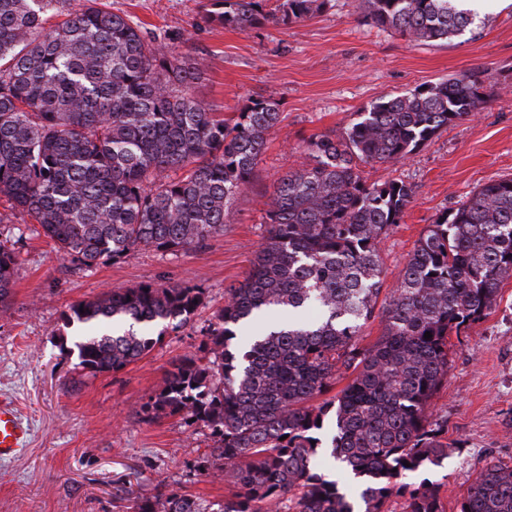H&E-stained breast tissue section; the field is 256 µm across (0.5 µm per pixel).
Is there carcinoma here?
<instances>
[{
	"mask_svg": "<svg viewBox=\"0 0 512 512\" xmlns=\"http://www.w3.org/2000/svg\"><path fill=\"white\" fill-rule=\"evenodd\" d=\"M365 2V23L412 40H447L472 24L465 0ZM325 4L210 0L205 18L246 32ZM203 68L105 0H0V224L29 217L78 270L141 250L177 255L224 234L281 112L249 97L220 117L192 92ZM486 97L474 73L391 96L340 136L311 135L302 166L277 180L264 242L244 280L225 289L204 355L173 363L139 411L146 422L179 416L210 430L201 467L223 461L220 512H387L394 498L402 512H445L437 483L403 476L448 458V425L432 401L450 337L484 320L512 277V179L427 225L384 295L378 244L414 189L369 183L360 165L405 159ZM17 265L15 243L0 240L1 305ZM206 306L198 285L145 283L75 302L64 318L82 325L79 366L97 375L142 359ZM308 307L317 318L294 319ZM378 316L384 331L365 345L363 328ZM327 450L355 494L316 468ZM132 509L203 512L166 485ZM459 512H512V466L483 467Z\"/></svg>",
	"mask_w": 512,
	"mask_h": 512,
	"instance_id": "obj_1",
	"label": "carcinoma"
}]
</instances>
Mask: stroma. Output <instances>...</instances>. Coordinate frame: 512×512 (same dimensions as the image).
I'll list each match as a JSON object with an SVG mask.
<instances>
[{
  "label": "stroma",
  "mask_w": 512,
  "mask_h": 512,
  "mask_svg": "<svg viewBox=\"0 0 512 512\" xmlns=\"http://www.w3.org/2000/svg\"><path fill=\"white\" fill-rule=\"evenodd\" d=\"M150 32L171 39L176 54L204 59L194 84L201 101L232 116L246 98L280 104L248 186L230 208L221 235L176 256L139 251L117 263L72 271L47 238L18 242L11 304L0 312V401L29 423V441L0 461V512H131L139 492L184 488L219 512L224 484L198 462L211 445L208 428L177 417L143 421L141 405L172 363L200 354L224 290L241 282L265 234L266 202L276 180L299 167L304 141L343 134L379 99L444 78L477 73L486 100L474 114L439 131L407 159L367 165V182L397 179L414 189L401 224L379 245L383 287L399 285L427 224L465 203L483 185L512 178V0H474L473 23L445 41H414L360 21L362 0H327L311 18L241 32L208 23L204 0H107ZM201 284L210 299L183 327L167 332L146 357L120 371L91 375L70 355V304L142 283ZM434 416L455 441L430 472L445 512L477 473L512 463V278L496 308L454 347Z\"/></svg>",
  "instance_id": "obj_1"
}]
</instances>
